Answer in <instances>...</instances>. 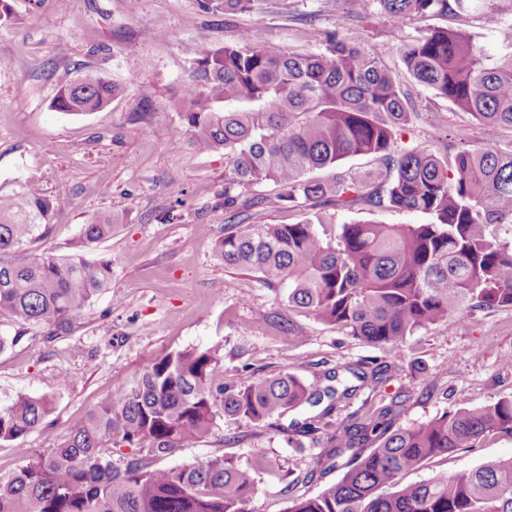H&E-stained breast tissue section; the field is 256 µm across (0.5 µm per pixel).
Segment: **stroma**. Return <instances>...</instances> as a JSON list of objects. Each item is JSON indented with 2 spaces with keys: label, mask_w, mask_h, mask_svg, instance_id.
Segmentation results:
<instances>
[{
  "label": "stroma",
  "mask_w": 512,
  "mask_h": 512,
  "mask_svg": "<svg viewBox=\"0 0 512 512\" xmlns=\"http://www.w3.org/2000/svg\"><path fill=\"white\" fill-rule=\"evenodd\" d=\"M0 21V194L37 179L54 202L47 234L19 258L62 256L82 226L112 215L110 239L96 249L112 260V284L75 323L71 334L48 337L33 328L0 352V399L19 394L53 397L43 426L26 438L0 443V470L11 471L34 450L54 447L86 413L121 386L132 385L154 359L184 348L218 353L217 381L232 385L283 371L315 388L326 374L350 365L387 368L389 380L361 388L338 403L337 425L388 403L398 389L409 397L396 423L410 427L444 413L512 398V307L472 308L468 319L430 325L398 347L348 335L314 316L292 310L287 287L264 286L257 274L225 267L215 242L230 220L224 210L223 152L194 150L181 119L184 86L196 50L236 43L251 30L272 50L315 52L340 30L353 43L376 48L398 75L415 111L396 136L398 150L423 146L456 153L457 129L478 146L512 150V128L474 120L407 74L400 41L435 27L470 35L487 63L512 54V0H500L499 20L478 15L400 20L374 0H260L254 10L227 17L203 11L198 0H9ZM165 34H158L157 23ZM120 85L103 110L73 115L54 109L58 91L81 77ZM259 206L242 224H296L314 217L310 206L287 207L274 185L249 187ZM426 224L428 215L390 207L336 213L335 223ZM269 317L256 319L255 309ZM292 324L293 337L279 328ZM70 383L58 388L57 376ZM294 411L271 424L219 421L209 442L166 458L169 466L214 452L237 457L254 482L253 512H288L293 498L335 484L342 468L304 477L330 436L322 430L289 441ZM512 456V434L496 433L408 476L427 479Z\"/></svg>",
  "instance_id": "obj_1"
}]
</instances>
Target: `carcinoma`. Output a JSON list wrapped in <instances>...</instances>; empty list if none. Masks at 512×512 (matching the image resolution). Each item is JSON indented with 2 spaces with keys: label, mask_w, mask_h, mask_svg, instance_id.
Segmentation results:
<instances>
[{
  "label": "carcinoma",
  "mask_w": 512,
  "mask_h": 512,
  "mask_svg": "<svg viewBox=\"0 0 512 512\" xmlns=\"http://www.w3.org/2000/svg\"><path fill=\"white\" fill-rule=\"evenodd\" d=\"M257 0H199L226 16ZM399 18L477 12L498 21L495 0H373ZM316 53L270 50L251 32L213 49L201 45L184 87L182 118L191 145L224 150V210L259 204L242 198L250 185L273 183L291 207L326 210L297 224L233 225L216 243L224 266L250 271L270 286H288V306L374 344L396 345L414 331L454 318L472 303L512 306V248L493 227L512 225V151L473 147L463 131L451 158L427 149L398 154L395 134L413 110L409 93L379 64L371 47L339 30ZM409 75L477 121L512 127V55L488 65L482 51L454 29H433L401 44ZM118 86L84 78L61 89L53 106L70 114L106 106ZM371 155L384 167L374 184L337 171L340 161ZM331 170L327 177L312 173ZM429 215L428 224L336 225L328 210L384 204ZM53 202L28 179L0 195V351L27 330L67 335L112 283V260L90 259L112 237V218L85 224L63 258L16 261L11 255L42 236ZM214 349L186 348L150 362L141 378L91 409L56 447L35 450L17 469L0 472V512H250L254 482L240 461L217 452L181 466L158 461L208 441L230 417L261 425L287 412L322 406L291 425L297 435L334 425L336 403L359 390L328 373L314 389L282 372L232 386L216 383ZM365 385L386 371L347 368ZM336 385H331V382ZM403 393L335 431L317 461L346 459L340 480L314 496L293 499L289 512H512V457L427 480L404 477L431 459L472 448L481 438L512 433V398L445 413L413 427L393 418ZM53 400L19 395L0 402V443L28 436L49 416ZM134 448L123 464L112 449Z\"/></svg>",
  "instance_id": "obj_1"
}]
</instances>
